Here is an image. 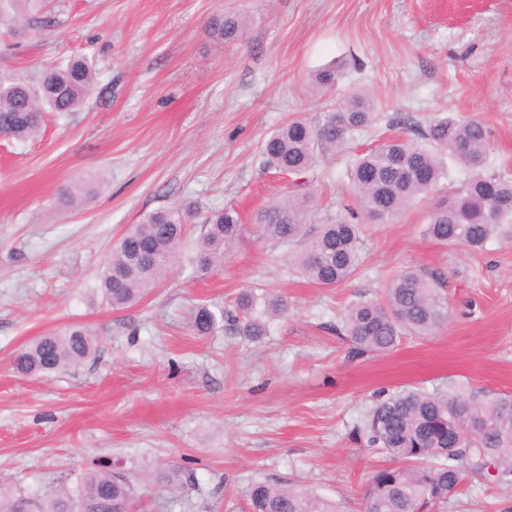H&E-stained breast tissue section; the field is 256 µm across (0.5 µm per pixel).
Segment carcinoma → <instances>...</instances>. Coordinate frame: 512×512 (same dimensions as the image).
Here are the masks:
<instances>
[{
	"label": "carcinoma",
	"mask_w": 512,
	"mask_h": 512,
	"mask_svg": "<svg viewBox=\"0 0 512 512\" xmlns=\"http://www.w3.org/2000/svg\"><path fill=\"white\" fill-rule=\"evenodd\" d=\"M23 4L28 24L39 22L45 0H10ZM248 20L236 13L214 16L212 37L226 44L243 39ZM94 84V72L83 57H73L47 70L38 88L20 79H0V137L24 142L36 138L47 112H75ZM378 113L355 95L329 109L321 123L292 119L273 130L262 143L266 165L298 176L318 155L351 152L357 131L371 125ZM488 131L478 119L438 118L414 138L391 139L358 153L347 176L351 216L390 223L412 204L425 200L445 178L443 157L464 166L468 175L453 197L433 203L424 233L448 247H483L495 230L512 219V176L485 171ZM84 189L68 185L61 202L75 207ZM316 199L286 192L258 210L253 218L258 234L283 246L301 245L295 265L319 288H335L354 274L359 263L361 224L339 222L311 227ZM197 216L190 202H179L147 213L121 236L104 262L100 288L114 309L140 301L176 258L186 225ZM195 263L202 270L218 269L242 239V224L234 210L206 216ZM444 280L434 272L400 271L383 298L360 297L348 304L342 334L357 354H385L408 335L428 336L448 322ZM287 309L280 296L240 293L234 301L238 331L257 340L268 324ZM226 311L197 307L192 327L199 335L214 333ZM96 350L93 333L83 325L47 332L33 339L13 358L15 370L45 376L76 368ZM363 434L370 447L386 453L393 464L370 475L361 501L362 512H440L470 475L496 480L512 476V397L491 396L476 401L465 393L435 388L403 389L379 400L368 412ZM246 512H343V508L302 488L277 487L255 480L246 490ZM141 492L118 467L90 468L76 475L72 490L39 501L0 484V512H138Z\"/></svg>",
	"instance_id": "cac0c4a2"
}]
</instances>
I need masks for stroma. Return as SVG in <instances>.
<instances>
[{"label":"stroma","instance_id":"obj_1","mask_svg":"<svg viewBox=\"0 0 512 512\" xmlns=\"http://www.w3.org/2000/svg\"><path fill=\"white\" fill-rule=\"evenodd\" d=\"M226 10L250 20L228 45L208 29ZM43 14L44 25L0 27V78L35 87L83 55L97 80L80 111L49 113L37 139L0 138L1 479L38 498L102 459L136 480L146 512H244L255 479L359 512L370 474L391 463L362 432L377 400L437 386L512 396V224L483 249L446 248L424 236L418 202L395 223L363 224L354 275L320 288L250 222L288 189L319 197L313 223L347 218L349 155L285 179L266 169L261 142L354 93L380 114L354 149L475 117L491 170H512V0H48ZM331 64L335 87L313 91L311 75ZM72 181L89 194L60 209ZM182 199L204 215L237 211L242 244L223 268L199 270L202 226L189 225L180 263L143 300L112 309L98 275L113 245ZM409 266L442 275L448 324L349 357L346 305L382 296ZM247 288L288 303L267 336L194 332L199 305L232 304ZM73 324L95 332L94 357L46 377L14 371L30 340ZM170 467L193 478L172 496L154 480ZM441 512H512V482L463 483Z\"/></svg>","mask_w":512,"mask_h":512}]
</instances>
